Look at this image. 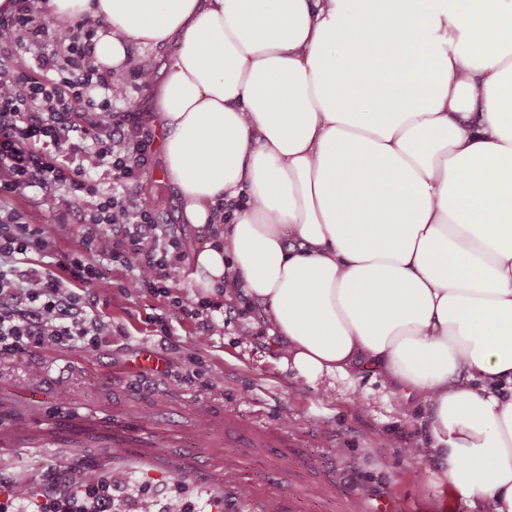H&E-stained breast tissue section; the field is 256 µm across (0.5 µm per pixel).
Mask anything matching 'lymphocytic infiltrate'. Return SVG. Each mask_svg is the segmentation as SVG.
I'll list each match as a JSON object with an SVG mask.
<instances>
[{"label":"lymphocytic infiltrate","instance_id":"lymphocytic-infiltrate-1","mask_svg":"<svg viewBox=\"0 0 512 512\" xmlns=\"http://www.w3.org/2000/svg\"><path fill=\"white\" fill-rule=\"evenodd\" d=\"M0 15V354L46 346L80 354L113 332L110 322L83 312V290L100 276L101 260L134 273L141 287L161 295L168 309L163 334L196 320L202 335L217 331L219 302L190 300L176 274L185 253L180 239L154 220L151 200L138 182L153 159L154 136L133 111L135 76L100 70L93 58L94 28L77 24L59 41L51 21L39 19L32 0H14ZM39 189L40 205L57 214L53 224L29 223L4 199ZM84 229L77 249L59 271L34 266L30 253L52 248L72 233L71 212ZM64 495L35 491L0 479V512H112V488L85 484L79 470L58 472Z\"/></svg>","mask_w":512,"mask_h":512}]
</instances>
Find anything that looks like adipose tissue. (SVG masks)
<instances>
[{
	"label": "adipose tissue",
	"instance_id": "adipose-tissue-1",
	"mask_svg": "<svg viewBox=\"0 0 512 512\" xmlns=\"http://www.w3.org/2000/svg\"><path fill=\"white\" fill-rule=\"evenodd\" d=\"M94 58L168 47L163 174L283 367L429 402L456 496L512 512V0H46Z\"/></svg>",
	"mask_w": 512,
	"mask_h": 512
}]
</instances>
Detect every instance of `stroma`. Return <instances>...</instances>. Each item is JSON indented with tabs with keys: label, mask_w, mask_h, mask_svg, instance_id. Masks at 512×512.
Instances as JSON below:
<instances>
[{
	"label": "stroma",
	"mask_w": 512,
	"mask_h": 512,
	"mask_svg": "<svg viewBox=\"0 0 512 512\" xmlns=\"http://www.w3.org/2000/svg\"><path fill=\"white\" fill-rule=\"evenodd\" d=\"M161 166V159H154L144 172L142 191L153 201L156 222L182 241L187 255H194L207 235L183 223L178 192L160 176ZM222 301L224 328L217 335H200L196 321L188 319L165 336L157 318L165 313L167 300L140 288L120 265L104 263L85 303L111 322L115 335L103 337L99 347L78 356L55 347L2 356L0 382L29 386L30 366L43 364L41 402L47 412L56 414L62 411L56 395L75 387L90 405L102 402L145 410L168 401L188 411L194 404H208L215 422L205 432L223 446L236 441L234 434L223 433L218 426L231 412L244 425L278 428L290 447L299 449L298 457L284 461L271 452L253 457L249 479L287 489L319 477L335 484L340 494L390 498L398 512H448L446 488L435 460L427 454L414 459L404 451L410 438L429 444L428 403L404 399L379 376L313 383L283 369L278 340L266 325L254 322L242 296L228 288ZM143 345L170 358L193 357L194 380L184 381L176 373L130 370L129 360Z\"/></svg>",
	"instance_id": "1"
}]
</instances>
